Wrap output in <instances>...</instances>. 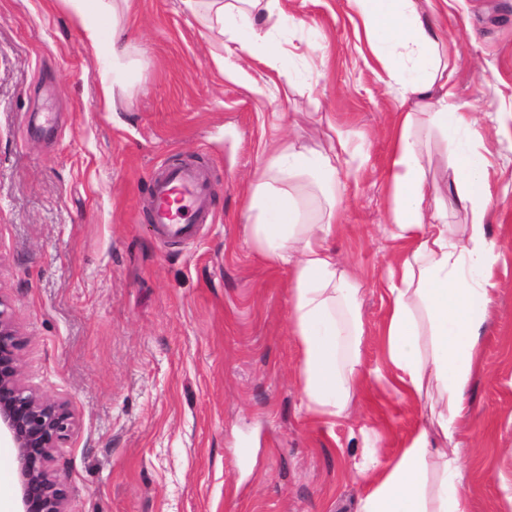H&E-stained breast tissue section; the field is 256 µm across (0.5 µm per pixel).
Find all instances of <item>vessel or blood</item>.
Returning a JSON list of instances; mask_svg holds the SVG:
<instances>
[{
	"label": "vessel or blood",
	"instance_id": "vessel-or-blood-1",
	"mask_svg": "<svg viewBox=\"0 0 512 512\" xmlns=\"http://www.w3.org/2000/svg\"><path fill=\"white\" fill-rule=\"evenodd\" d=\"M148 205L157 237L166 243L196 238L211 223V189L206 172L183 164L158 168L148 177Z\"/></svg>",
	"mask_w": 512,
	"mask_h": 512
}]
</instances>
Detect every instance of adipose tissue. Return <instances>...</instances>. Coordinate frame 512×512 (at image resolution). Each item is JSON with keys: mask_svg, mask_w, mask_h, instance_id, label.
I'll return each instance as SVG.
<instances>
[{"mask_svg": "<svg viewBox=\"0 0 512 512\" xmlns=\"http://www.w3.org/2000/svg\"><path fill=\"white\" fill-rule=\"evenodd\" d=\"M62 2L85 43L106 51L113 68H120L126 30L116 19L113 0ZM180 2L206 30L223 35L227 57L275 69L281 54L277 33L286 19L281 0ZM348 3L385 58V84L399 86L404 100L414 105L398 115L389 166L392 200L384 231L402 252L387 274L384 360L394 392L428 400L430 411L429 426L392 460L380 462L367 449L354 462V478L368 489L360 512H471L457 425L467 416L499 258L487 229L494 211L490 163L473 145L454 153V200L469 217L463 232L449 224L447 211L427 209L425 173L434 160L422 154L413 137L418 120L452 139L472 130L477 119L463 111L448 88L435 14L421 11L418 0ZM359 163L342 135L327 154L280 147L259 167L248 205L250 241L290 277L289 324L299 349L302 405L331 426L349 417L367 379L383 373L364 367L360 288L329 245L336 232L339 170ZM303 183L327 203L320 219L305 216L296 191Z\"/></svg>", "mask_w": 512, "mask_h": 512, "instance_id": "obj_1", "label": "adipose tissue"}]
</instances>
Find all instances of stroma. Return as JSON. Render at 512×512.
I'll use <instances>...</instances> for the list:
<instances>
[{
	"label": "stroma",
	"instance_id": "35a3bbf8",
	"mask_svg": "<svg viewBox=\"0 0 512 512\" xmlns=\"http://www.w3.org/2000/svg\"><path fill=\"white\" fill-rule=\"evenodd\" d=\"M277 71L235 72L179 0H129L132 42L98 107L106 56L86 48L61 0H0V293L24 343L22 377L75 416L55 468L68 512H359L353 458L392 459L424 403L369 381L347 419L300 407L290 283L249 241L256 167L276 140L328 152L337 132L361 156L340 170L337 257L360 285L368 368L382 366L387 270L397 247L388 169L405 111L347 0H281ZM448 85L466 101L497 199L500 247L482 367L459 427L472 512H512V0H448L439 18ZM198 162L213 223L187 245L156 236L145 206L155 168ZM452 168L426 172L451 206Z\"/></svg>",
	"mask_w": 512,
	"mask_h": 512
}]
</instances>
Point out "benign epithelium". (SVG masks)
I'll list each match as a JSON object with an SVG mask.
<instances>
[{"instance_id": "1", "label": "benign epithelium", "mask_w": 512, "mask_h": 512, "mask_svg": "<svg viewBox=\"0 0 512 512\" xmlns=\"http://www.w3.org/2000/svg\"><path fill=\"white\" fill-rule=\"evenodd\" d=\"M21 334L0 294V445L17 449L19 512H68V490L53 467L75 425L69 404L39 395L21 376Z\"/></svg>"}]
</instances>
